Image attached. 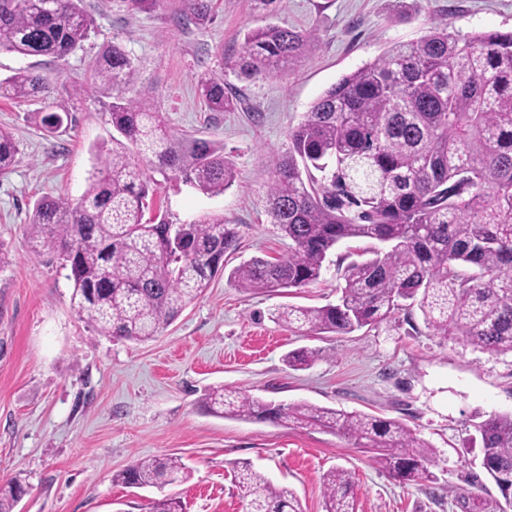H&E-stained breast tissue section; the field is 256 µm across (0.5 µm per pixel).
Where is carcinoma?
Returning a JSON list of instances; mask_svg holds the SVG:
<instances>
[{"mask_svg":"<svg viewBox=\"0 0 512 512\" xmlns=\"http://www.w3.org/2000/svg\"><path fill=\"white\" fill-rule=\"evenodd\" d=\"M83 0H0V51L58 61L83 47L94 27ZM213 0H181L183 17L203 29ZM314 30L269 23L244 34L242 52L226 66L245 79L279 76L312 50ZM139 68L114 42L88 63L72 94L112 98V148L77 200H38L28 237L37 255L51 254L70 270L72 302L97 330L144 342L168 327L224 271L239 246L235 225L205 215L191 224L145 218L149 179L132 158L149 162L206 195L224 193L238 172L224 144L183 135L167 124L155 101L134 93ZM197 91L210 110L232 111L237 100L224 78L205 71ZM19 103L50 97L46 81L20 69L0 82ZM20 144L0 128V174ZM265 207L288 238V255L253 257L232 268L229 282L244 291L304 288L321 277L339 243L374 240L384 248L341 272L336 303L286 306L277 321L301 334H350L398 310L418 306L435 336H459L490 353L512 352V31L461 35L433 22L416 40L392 44L374 61L342 76L288 131V152L273 161ZM319 351L285 355L294 369ZM217 416L319 426L374 450L375 461L402 482L431 479L435 450L402 421L307 403L264 402L222 386L204 395ZM482 467L512 507V414L477 425ZM178 457L138 459L112 480L162 490L187 478ZM235 481L247 512H303L293 490L276 487L249 462ZM325 512H356L351 473L323 478ZM24 486L0 493V512H13ZM148 512H182L164 496Z\"/></svg>","mask_w":512,"mask_h":512,"instance_id":"1","label":"carcinoma"}]
</instances>
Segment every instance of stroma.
<instances>
[{
  "instance_id": "obj_1",
  "label": "stroma",
  "mask_w": 512,
  "mask_h": 512,
  "mask_svg": "<svg viewBox=\"0 0 512 512\" xmlns=\"http://www.w3.org/2000/svg\"><path fill=\"white\" fill-rule=\"evenodd\" d=\"M84 6L94 30L66 61L0 52V79L35 69L72 116L66 131L50 137L40 127V103L0 98V127L21 149L0 175V490L15 479L25 484L16 512H147L156 490L126 487L112 475L134 460L168 456L189 470L169 488L182 512H246L233 480L242 461L292 489L303 512H325L323 477L336 467L352 474L356 512H463L459 496L468 488L483 502L500 499L481 465L477 426L512 412L511 352L433 335L417 310L344 336H303L273 321L284 305L336 302L337 262L364 260L369 241L340 244L319 281L301 289L245 292L218 274L159 336L138 342L100 334L79 316L67 270L31 251L27 228L41 197L80 198L93 147L112 143L107 98L71 96L70 85L115 41L140 69L138 92L155 96L169 125L222 142L239 173L215 196L160 180L157 208L175 224L216 213L237 225L239 248L226 267L284 256L289 241L270 222L266 186L289 129L312 103L433 22L462 34L512 30V0H282L272 16L253 0H213L203 30L179 22L180 0H161L148 13L130 12L124 0ZM271 22L315 30L314 49L280 77L248 80L226 68L223 59L240 53L244 32ZM204 71L223 75L238 109L207 108L197 92ZM302 347L318 349L319 359L289 369L285 354ZM220 385L262 401L399 419L435 448L433 478L400 482L370 449L337 432L211 415L200 402Z\"/></svg>"
}]
</instances>
